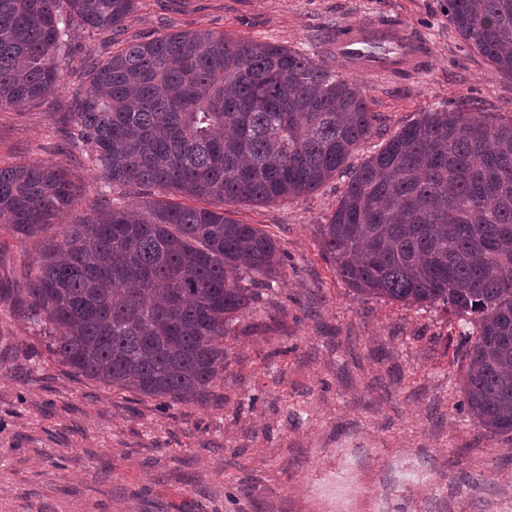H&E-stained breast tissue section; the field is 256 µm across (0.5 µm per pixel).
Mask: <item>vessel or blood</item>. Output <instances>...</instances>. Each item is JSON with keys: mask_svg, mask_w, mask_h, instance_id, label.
<instances>
[{"mask_svg": "<svg viewBox=\"0 0 512 512\" xmlns=\"http://www.w3.org/2000/svg\"><path fill=\"white\" fill-rule=\"evenodd\" d=\"M427 42L391 25L356 22L338 26L325 43L327 53L358 75H393L424 62Z\"/></svg>", "mask_w": 512, "mask_h": 512, "instance_id": "1", "label": "vessel or blood"}]
</instances>
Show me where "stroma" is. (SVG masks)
<instances>
[{
	"label": "stroma",
	"mask_w": 512,
	"mask_h": 512,
	"mask_svg": "<svg viewBox=\"0 0 512 512\" xmlns=\"http://www.w3.org/2000/svg\"><path fill=\"white\" fill-rule=\"evenodd\" d=\"M400 25L428 43L416 75L357 77L375 134L316 191L226 217L277 240L284 268L224 339L205 402L165 404L74 374L12 288L35 259L0 224V512H512V434L491 437L463 405L465 348L439 308L357 295L322 255L351 171L421 113L470 99L512 117L495 75L448 21V0H137L117 37L76 31L57 91L0 110V168H60L82 186L69 219L95 207L97 170L57 132L88 62L168 30L207 29L304 51L342 24Z\"/></svg>",
	"instance_id": "obj_1"
}]
</instances>
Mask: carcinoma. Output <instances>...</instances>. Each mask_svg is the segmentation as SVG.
Masks as SVG:
<instances>
[{"label": "carcinoma", "instance_id": "cac0c4a2", "mask_svg": "<svg viewBox=\"0 0 512 512\" xmlns=\"http://www.w3.org/2000/svg\"><path fill=\"white\" fill-rule=\"evenodd\" d=\"M136 0H0V110L44 101L73 27H124ZM448 21L512 78V0H448ZM59 133L102 176L91 215L36 242L23 316L75 373L202 401L224 336L279 273L276 240L224 210L146 195L267 204L318 189L375 131L349 77L271 42L206 29L131 42L86 70ZM60 169L0 168V223L35 237L75 204ZM316 232L361 296L442 306L461 322L464 401L490 436L512 433V120L474 106L423 112L354 172Z\"/></svg>", "mask_w": 512, "mask_h": 512}]
</instances>
